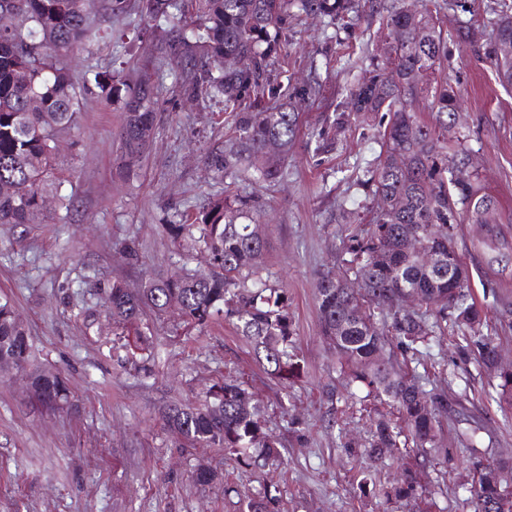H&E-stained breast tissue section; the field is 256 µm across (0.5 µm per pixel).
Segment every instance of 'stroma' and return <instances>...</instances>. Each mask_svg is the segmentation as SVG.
Listing matches in <instances>:
<instances>
[{"mask_svg": "<svg viewBox=\"0 0 512 512\" xmlns=\"http://www.w3.org/2000/svg\"><path fill=\"white\" fill-rule=\"evenodd\" d=\"M391 0H367L354 23L290 9L271 57L281 87L309 81L311 99L297 102L302 132L275 185L247 175L215 177L208 149L231 134L224 101L188 100L182 66L166 51L169 23L136 7L110 19L93 9L100 37L66 56L79 88L76 125L59 137V167L70 174L69 210L52 224H0V301L21 314L37 364L65 377L74 406L52 413L31 399L29 373H0V512H244L242 492L262 485L280 512H475L469 493L477 462L512 459V411L495 400L497 379L459 354L456 334L438 339L416 365L422 378L451 375L441 419L439 455L418 456L424 474L416 501L361 495L363 474L384 485L394 466H370L340 445V433L366 439L368 413L347 402L346 377L321 334L315 284L344 268V240L367 224L375 202L363 180L383 149L385 118L376 115L336 131L349 88L372 57H383L377 11ZM448 72L463 97L455 131L464 135L477 176L494 196L501 223L460 225L457 247L470 272L469 291L487 312L483 331L512 357V90L471 48L451 46ZM110 73L127 83L148 80L157 126L148 157L134 177L119 167L123 112L94 83ZM328 127L323 138L314 130ZM249 197L260 211L267 271L288 289L302 372L292 384L273 379L240 334L217 318L185 331L178 316L146 313L154 358L112 354L113 327L104 290L112 277L131 286L204 266L193 241L174 243L165 227L194 220L213 198ZM499 264L488 265L483 242ZM243 381L258 399L283 448L280 464L247 467L220 448H181L162 430L159 412L194 405L217 381ZM205 464L220 482L197 483Z\"/></svg>", "mask_w": 512, "mask_h": 512, "instance_id": "1", "label": "stroma"}]
</instances>
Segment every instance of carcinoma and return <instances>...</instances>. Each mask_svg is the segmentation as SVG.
<instances>
[{"mask_svg": "<svg viewBox=\"0 0 512 512\" xmlns=\"http://www.w3.org/2000/svg\"><path fill=\"white\" fill-rule=\"evenodd\" d=\"M89 0H0V13L21 17L13 32L0 31V186L21 191L0 192V224H42L49 215L45 202L69 209L62 193L66 177L53 153L58 134L77 117L79 92L61 56L79 51L96 36ZM308 15L345 18L357 12L358 0H299ZM198 21L173 24L168 48L205 76L188 94L224 98L231 110L232 137L206 156L218 175L243 170L262 180L280 179L300 130V113L293 106L271 105L280 97L278 84L267 74L268 57L276 50L270 30L288 21V0H192ZM179 0H139L141 15L169 16ZM470 11L468 0H443L433 8L403 4L382 17L390 52L371 76L348 91L345 111L335 119L342 126L367 112L388 117L385 153L370 167L367 183L377 209L364 234L348 238L352 256L343 274H323L316 283L321 332L336 355L340 369L366 389V397L390 407L370 418V440L364 454L373 462L396 463L393 483L383 487L385 501H410L420 486L419 475L402 458L400 449L437 453L438 416L448 410L445 391H428L408 371L396 369L398 354L416 356L430 342L461 332L460 351L473 353L487 367L495 365L496 346L482 333L484 312L468 299L469 270L458 259L461 276L448 274V244H456L461 224H499L497 200L475 179L458 181L450 164L469 157L464 139L448 136V126L462 101L450 79L431 85L416 81L431 76L448 60V39L439 25V11ZM495 27L481 44L469 28L456 31V41L472 45L477 58L489 62L503 86H512V0H497ZM432 97L437 122L430 125L412 109L418 95ZM152 87L140 81L124 101L121 167L138 168L155 135ZM233 208L224 198L209 202L190 224H168L170 237H189L210 257L206 270H180L131 288L112 279L105 291L106 308L121 335L134 336L147 351L150 337L143 324L145 310L162 315L175 308L182 322L203 326L214 316L234 318L238 329L265 362L269 375L293 383L301 365L289 312L288 289L263 276L264 239L253 224H240L243 206ZM417 235L431 244L438 261L427 267L408 251L406 240ZM368 276L360 298L379 311L383 327H368L353 319L349 305L354 293L349 275ZM419 293L425 306L409 312L406 296ZM32 346L24 322L9 302H0V363L18 369L31 365ZM498 402L512 408V373L497 375ZM33 397L51 411L70 405V390L61 373L49 367L30 375ZM164 430L185 445L222 448L239 460L266 463L281 456L280 442L266 429L260 405L244 383L226 379L211 386L205 400L194 406L171 405L161 411ZM476 512H512V486L503 469L487 463L472 484ZM247 512H278L277 498L268 490L248 501Z\"/></svg>", "mask_w": 512, "mask_h": 512, "instance_id": "cac0c4a2", "label": "carcinoma"}]
</instances>
